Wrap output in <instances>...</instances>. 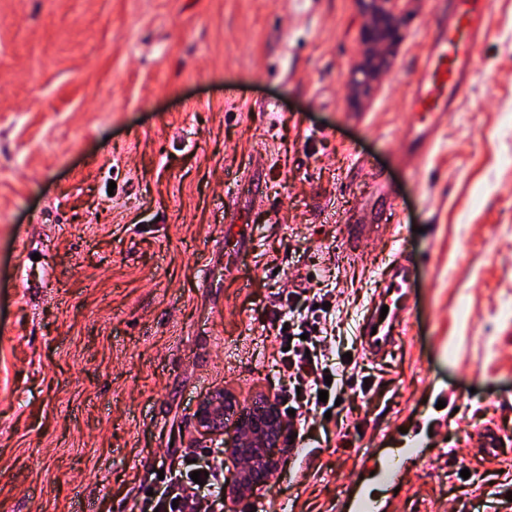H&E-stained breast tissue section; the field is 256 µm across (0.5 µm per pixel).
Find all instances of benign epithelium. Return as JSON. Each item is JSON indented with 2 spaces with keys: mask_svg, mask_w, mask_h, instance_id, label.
I'll return each mask as SVG.
<instances>
[{
  "mask_svg": "<svg viewBox=\"0 0 512 512\" xmlns=\"http://www.w3.org/2000/svg\"><path fill=\"white\" fill-rule=\"evenodd\" d=\"M400 0H360L363 22L359 37L363 52L354 65L350 85L352 100L358 103L368 95L389 65L392 50L403 40L398 18ZM233 403L230 395L219 392L204 398L198 405L195 419L205 435L224 433V410ZM283 434V421L272 404L255 406L254 414L224 443V457L248 462L244 470L235 471L230 488L242 495L261 485L276 467L275 448Z\"/></svg>",
  "mask_w": 512,
  "mask_h": 512,
  "instance_id": "7a95c632",
  "label": "benign epithelium"
}]
</instances>
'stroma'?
<instances>
[{"mask_svg":"<svg viewBox=\"0 0 512 512\" xmlns=\"http://www.w3.org/2000/svg\"><path fill=\"white\" fill-rule=\"evenodd\" d=\"M453 10L402 0L404 39L355 104L358 0H0V512H132L185 460L220 464L199 402H278L273 323L314 285L342 402L265 484L204 488L207 512H349L351 489L389 512L506 502L512 0H490L426 155L402 157ZM398 256L412 315L373 357L358 327Z\"/></svg>","mask_w":512,"mask_h":512,"instance_id":"35a3bbf8","label":"stroma"}]
</instances>
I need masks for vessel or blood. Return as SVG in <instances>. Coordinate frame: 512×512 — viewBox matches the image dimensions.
I'll return each mask as SVG.
<instances>
[{"label":"vessel or blood","mask_w":512,"mask_h":512,"mask_svg":"<svg viewBox=\"0 0 512 512\" xmlns=\"http://www.w3.org/2000/svg\"><path fill=\"white\" fill-rule=\"evenodd\" d=\"M486 0H457L448 28L432 41L425 68L416 82L412 110L417 115L407 137V151L414 158L425 155L430 135L464 95L466 79L477 65V43L485 31ZM410 268L395 263L386 280L387 307L373 305L358 331L365 347L374 353L387 351L395 342V330L410 310Z\"/></svg>","instance_id":"1"}]
</instances>
